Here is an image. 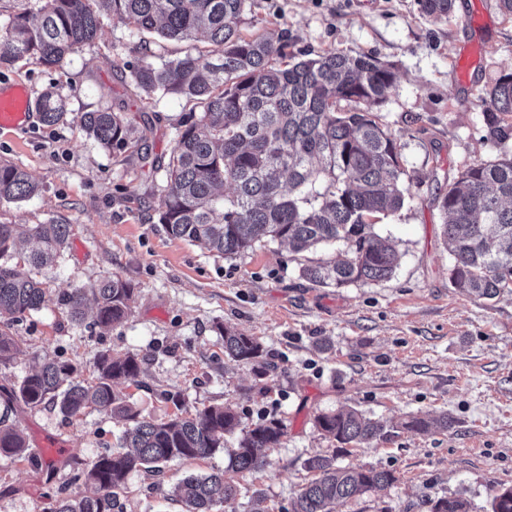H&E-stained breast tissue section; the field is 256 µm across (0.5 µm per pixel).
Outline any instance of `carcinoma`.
Masks as SVG:
<instances>
[{
  "instance_id": "cac0c4a2",
  "label": "carcinoma",
  "mask_w": 512,
  "mask_h": 512,
  "mask_svg": "<svg viewBox=\"0 0 512 512\" xmlns=\"http://www.w3.org/2000/svg\"><path fill=\"white\" fill-rule=\"evenodd\" d=\"M247 0H35L36 10L8 14L0 25V65L25 60L46 69L62 67L68 55L96 37L103 18L116 17L132 31L155 32L166 40L191 42L203 36L211 49L158 62L144 60L132 73L152 96H180L193 111L176 127L166 164L157 223L176 239L210 253L232 257L255 243L280 241L301 253L334 244L339 256L301 267L312 283L343 288L392 275L399 256L377 230L411 195L399 137L376 112L396 88L394 65L334 50L299 59L287 44L244 28ZM423 15L448 18L453 0H419ZM487 138L497 159L471 165L439 197L443 236L451 244L449 279L479 297L512 292V72L503 73L482 98ZM42 123H64L60 94L45 92L36 103ZM80 126L104 148L141 150L144 131L125 113L104 108L85 112ZM232 194H224V188ZM38 191L28 173L0 161V202L30 198ZM69 224H0V364L14 358L13 326L46 302L41 269L60 262L70 245ZM135 286L119 277L74 288L59 303L73 323L93 305L94 325L108 330L131 313ZM224 355L250 367L255 380L266 374L268 351L254 336L216 326ZM142 359L133 352H101L96 376L80 379L73 364L44 356L20 384L3 394L6 407L47 403L65 416L88 408L126 421L121 449L86 463L87 490L57 499L55 512H121L118 491L129 476L156 471L169 461L212 457L225 451V436L241 431L228 451V468H264V448H278L282 419L272 417L249 430L228 404L156 421L141 415L120 383H134ZM317 430L338 443L385 440L393 426L356 408L320 413ZM448 417L415 415L404 427L425 432L448 429ZM26 455L20 422L0 417V458ZM316 477L303 486L292 512H331L328 506L389 487V470L336 464V456L304 461ZM185 512H238L239 485L224 473L190 474L174 490ZM458 496H442L431 512H470ZM491 512H512V488L498 491Z\"/></svg>"
}]
</instances>
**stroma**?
I'll list each match as a JSON object with an SVG mask.
<instances>
[{
    "label": "stroma",
    "instance_id": "35a3bbf8",
    "mask_svg": "<svg viewBox=\"0 0 512 512\" xmlns=\"http://www.w3.org/2000/svg\"><path fill=\"white\" fill-rule=\"evenodd\" d=\"M469 0H455L450 18L432 21L417 0H248V30L287 39L294 54L331 49L371 54L396 66L397 88L380 106L400 138L412 195L377 225L400 255L381 282L323 288L300 273L303 258L288 245H255L233 258L200 251L168 236L152 216L165 181L154 162L170 154L175 128L191 105L177 96L149 98L131 81L142 59L173 57L189 42L130 31L104 20L97 38L48 70L20 62L0 66V83L24 81L31 98L60 93L66 123H34L13 139L0 133V160L25 169L38 185L19 203L0 202L1 224L63 223L72 228L63 262L42 276L49 300L15 328L19 349L0 366V388L17 387L37 356L78 363L93 380L101 351L138 354L137 385L123 386L143 416L166 420L179 394L184 410L228 403L250 427L282 418L285 435L266 449L267 466L233 479L261 492L266 512H289L310 475L304 461L335 454L341 466L389 470L391 487L337 503L334 512H430L443 495L490 512L497 490L512 486V293L492 299L460 292L448 275L449 247L441 235L439 194L467 165L491 160L478 95L512 72V18L493 11L482 30L460 17ZM485 43L460 83L459 50ZM124 109L144 128L149 162L100 147L79 125L82 113ZM131 281L130 317L103 333L72 323L58 295L100 280ZM259 337L272 369L256 382L249 368L224 354L216 325ZM354 407L395 425L388 439L338 449L314 427L318 413ZM446 415L447 430L404 429L409 415ZM24 460L0 459V512H53L59 493L84 489L85 462L111 451L122 420L88 409L67 418L49 405L19 414ZM67 445L58 470L46 472L39 443ZM226 455L174 460L161 473H132L119 494L122 512H183L172 486L189 474L225 469Z\"/></svg>",
    "mask_w": 512,
    "mask_h": 512
}]
</instances>
